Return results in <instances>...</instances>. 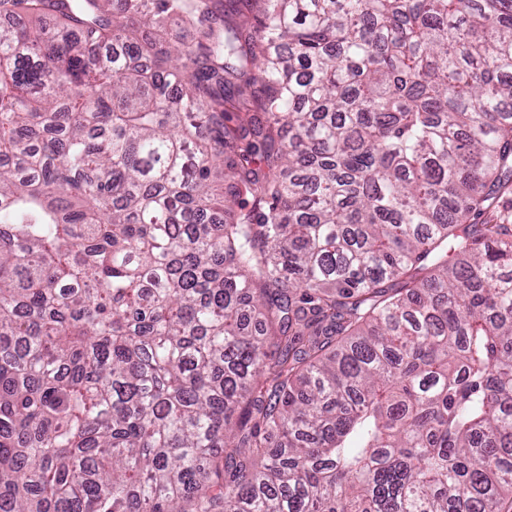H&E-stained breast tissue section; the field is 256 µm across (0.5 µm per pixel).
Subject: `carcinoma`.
Segmentation results:
<instances>
[{
	"mask_svg": "<svg viewBox=\"0 0 512 512\" xmlns=\"http://www.w3.org/2000/svg\"><path fill=\"white\" fill-rule=\"evenodd\" d=\"M262 3L0 0V512H512V0Z\"/></svg>",
	"mask_w": 512,
	"mask_h": 512,
	"instance_id": "obj_1",
	"label": "carcinoma"
}]
</instances>
